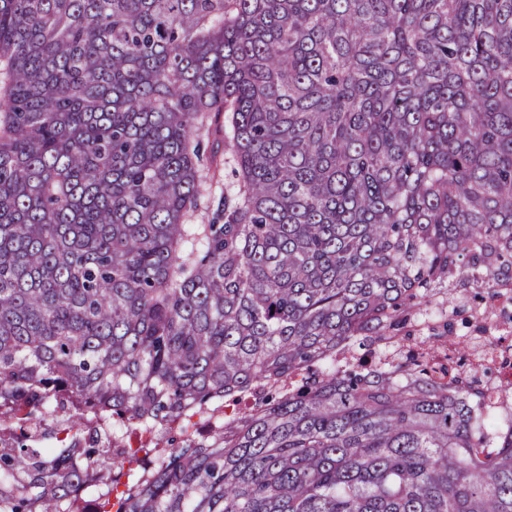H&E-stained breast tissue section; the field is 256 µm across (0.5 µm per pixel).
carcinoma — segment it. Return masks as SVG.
<instances>
[{"label":"carcinoma","mask_w":512,"mask_h":512,"mask_svg":"<svg viewBox=\"0 0 512 512\" xmlns=\"http://www.w3.org/2000/svg\"><path fill=\"white\" fill-rule=\"evenodd\" d=\"M0 74V512H512L414 329L512 283V0H0ZM207 136V129L203 130L204 148L206 158L200 167L209 177L206 184L201 188V195L198 201V209L193 218L187 224H211L217 212L224 208V188H231L235 181L236 163L228 147L220 142V149L214 160L210 159L214 142V135ZM214 143V144H213Z\"/></svg>","instance_id":"carcinoma-1"}]
</instances>
